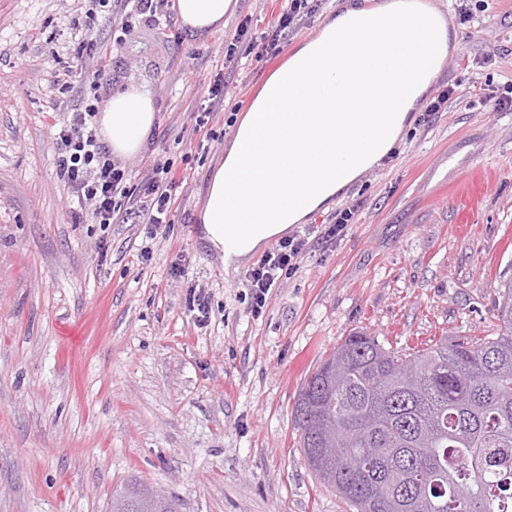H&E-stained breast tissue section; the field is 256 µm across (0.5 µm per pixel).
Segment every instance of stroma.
Segmentation results:
<instances>
[{
	"mask_svg": "<svg viewBox=\"0 0 512 512\" xmlns=\"http://www.w3.org/2000/svg\"><path fill=\"white\" fill-rule=\"evenodd\" d=\"M345 2L325 0L280 54L231 69L220 37L248 15L260 35L284 0H237L202 39L176 19L122 36L121 0L92 22L88 0H0V512H110L135 481L181 512H354L303 457L292 407L304 380L354 330L398 348L493 334L495 292L512 280V112L476 96L512 82V0L481 12L440 0L456 33L431 86L454 87L445 111L417 108L377 167L292 225L311 248L261 315L245 286L261 252L228 271L203 238L239 117ZM94 46L111 52L100 100L154 97L144 151L120 161L132 183L159 154L186 175L172 238L131 215L94 223L58 175L60 124L84 95L66 74L80 58L95 70ZM219 73L224 109L202 150L191 115ZM352 204L342 239L320 242ZM191 286L209 297L207 325L186 307Z\"/></svg>",
	"mask_w": 512,
	"mask_h": 512,
	"instance_id": "obj_1",
	"label": "stroma"
}]
</instances>
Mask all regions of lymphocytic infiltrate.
I'll return each mask as SVG.
<instances>
[{"label":"lymphocytic infiltrate","mask_w":512,"mask_h":512,"mask_svg":"<svg viewBox=\"0 0 512 512\" xmlns=\"http://www.w3.org/2000/svg\"><path fill=\"white\" fill-rule=\"evenodd\" d=\"M321 0H288L286 9L269 25L261 44L266 56L278 55L290 29L312 15ZM96 107L92 100L76 105L59 132L60 148L56 166L62 180L72 190L81 207L90 209L97 223L111 224L123 204L134 208L136 217L151 224L155 233L169 237L174 231L170 214L175 203L174 190L184 178L163 156L153 158L151 172L140 184H131L124 167L106 157L97 141L92 119ZM307 250V241L294 235L265 254L246 274L254 314H261L283 273L292 270Z\"/></svg>","instance_id":"1"}]
</instances>
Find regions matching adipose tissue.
I'll return each mask as SVG.
<instances>
[{"mask_svg":"<svg viewBox=\"0 0 512 512\" xmlns=\"http://www.w3.org/2000/svg\"><path fill=\"white\" fill-rule=\"evenodd\" d=\"M234 0H177L182 27L223 29ZM448 20L428 0H385L368 10L346 0L266 81L239 121L200 213L204 238L225 262L302 223L393 149L448 54ZM156 121L150 91L110 97L101 134L133 157ZM251 230L235 247L225 227Z\"/></svg>","mask_w":512,"mask_h":512,"instance_id":"adipose-tissue-1","label":"adipose tissue"}]
</instances>
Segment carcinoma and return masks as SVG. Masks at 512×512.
Returning <instances> with one entry per match:
<instances>
[{
	"instance_id": "cac0c4a2",
	"label": "carcinoma",
	"mask_w": 512,
	"mask_h": 512,
	"mask_svg": "<svg viewBox=\"0 0 512 512\" xmlns=\"http://www.w3.org/2000/svg\"><path fill=\"white\" fill-rule=\"evenodd\" d=\"M497 332L387 348L349 333L293 406L309 467L356 512H512V281ZM133 483L112 512H176Z\"/></svg>"
}]
</instances>
